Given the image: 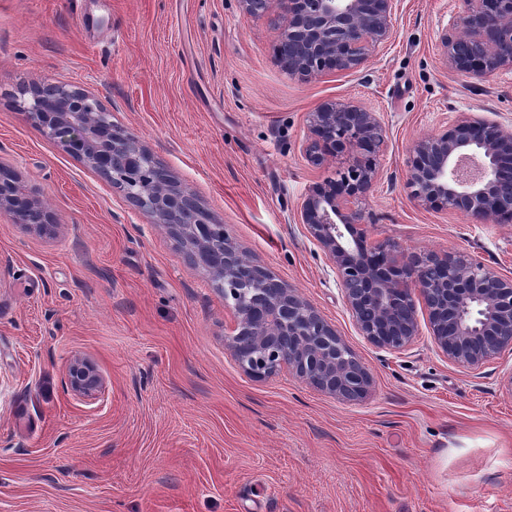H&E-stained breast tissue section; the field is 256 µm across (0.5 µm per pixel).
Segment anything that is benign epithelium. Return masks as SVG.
Listing matches in <instances>:
<instances>
[{"label":"benign epithelium","mask_w":512,"mask_h":512,"mask_svg":"<svg viewBox=\"0 0 512 512\" xmlns=\"http://www.w3.org/2000/svg\"><path fill=\"white\" fill-rule=\"evenodd\" d=\"M252 16L279 5L285 21L276 54L288 72L316 77L356 69L393 35L397 0H239ZM441 44L449 68L485 77L512 69V0H462ZM19 110L44 135L118 188L126 202L163 225L184 249L187 262L218 283L233 330L226 345L255 379L288 369L300 381L346 401L364 398L371 375L345 341L298 292L244 251L196 195L181 185L138 138L112 123V113L92 94L36 84ZM303 152L322 166L346 155L334 176L313 186L297 209L298 223L331 263L359 333L373 345L401 351L420 334L423 307L434 343L453 363L470 370L512 351V277L470 256L428 257L369 233L363 202L379 176L384 124L353 102H326L310 114ZM406 186L425 207H443L483 223L512 219V132L481 116L455 120L416 141ZM0 213L29 228L47 227L40 203L13 179H0ZM67 388L96 398L104 379L89 360L66 370Z\"/></svg>","instance_id":"1"}]
</instances>
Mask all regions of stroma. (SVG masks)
<instances>
[{
  "label": "stroma",
  "instance_id": "1",
  "mask_svg": "<svg viewBox=\"0 0 512 512\" xmlns=\"http://www.w3.org/2000/svg\"><path fill=\"white\" fill-rule=\"evenodd\" d=\"M460 0H398L367 63L290 74L279 8L238 0H0V170L55 226L0 215V512H512V352L469 370L428 328L405 350L360 336L323 251L297 222L339 167L302 146L320 104L380 113L371 235L461 252L512 276V220L418 205L410 148L458 115L512 130V70L449 69ZM46 82L91 92L190 187L239 246L335 325L368 367L358 402L287 371L256 380L225 346L217 284L119 189L18 110ZM93 360L104 393L67 390Z\"/></svg>",
  "mask_w": 512,
  "mask_h": 512
}]
</instances>
